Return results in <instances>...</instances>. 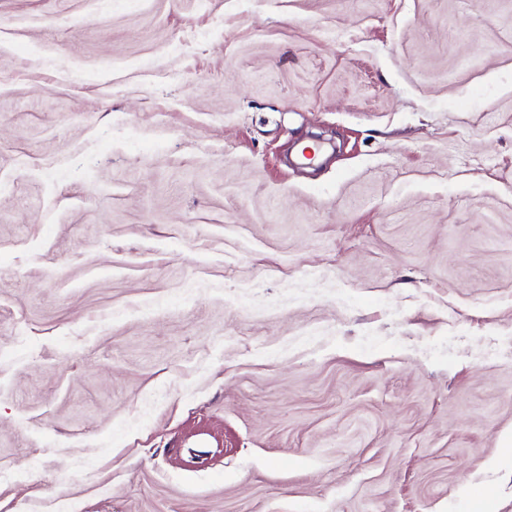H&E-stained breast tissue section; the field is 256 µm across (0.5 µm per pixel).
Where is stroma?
<instances>
[{
	"instance_id": "stroma-1",
	"label": "stroma",
	"mask_w": 512,
	"mask_h": 512,
	"mask_svg": "<svg viewBox=\"0 0 512 512\" xmlns=\"http://www.w3.org/2000/svg\"><path fill=\"white\" fill-rule=\"evenodd\" d=\"M512 0H0V512H512Z\"/></svg>"
}]
</instances>
